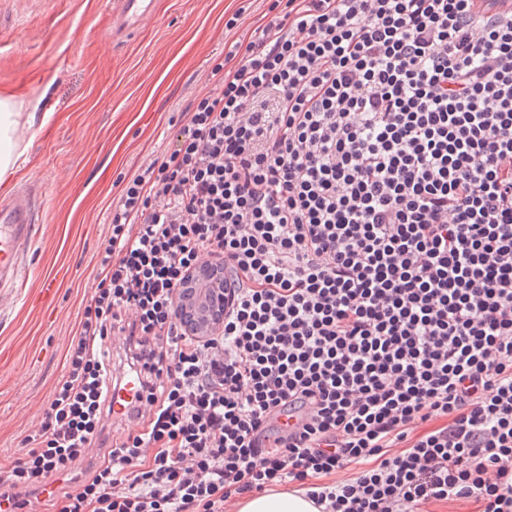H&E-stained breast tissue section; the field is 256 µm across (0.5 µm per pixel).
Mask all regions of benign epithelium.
<instances>
[{"mask_svg": "<svg viewBox=\"0 0 512 512\" xmlns=\"http://www.w3.org/2000/svg\"><path fill=\"white\" fill-rule=\"evenodd\" d=\"M224 266L209 262L195 268L181 289L179 317L188 333L205 338L224 322L227 303Z\"/></svg>", "mask_w": 512, "mask_h": 512, "instance_id": "1", "label": "benign epithelium"}]
</instances>
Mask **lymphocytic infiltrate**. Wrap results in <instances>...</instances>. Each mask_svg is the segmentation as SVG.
Instances as JSON below:
<instances>
[{"label": "lymphocytic infiltrate", "mask_w": 512, "mask_h": 512, "mask_svg": "<svg viewBox=\"0 0 512 512\" xmlns=\"http://www.w3.org/2000/svg\"><path fill=\"white\" fill-rule=\"evenodd\" d=\"M225 58L123 179L0 498L29 512L72 472L59 512H224L294 482L324 512H512V12L270 0ZM209 261L232 297L202 340L177 306ZM112 336L143 375L135 431L110 418Z\"/></svg>", "instance_id": "f902f5d3"}]
</instances>
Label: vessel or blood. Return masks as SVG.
I'll return each instance as SVG.
<instances>
[{
	"label": "vessel or blood",
	"mask_w": 512,
	"mask_h": 512,
	"mask_svg": "<svg viewBox=\"0 0 512 512\" xmlns=\"http://www.w3.org/2000/svg\"><path fill=\"white\" fill-rule=\"evenodd\" d=\"M156 0H120L114 14L109 37H125L134 33L147 16L154 13ZM41 203L27 190H17L0 198V311L7 309L26 288L25 257L33 243L39 221ZM139 372L128 370L112 392L116 413H133L141 409Z\"/></svg>",
	"instance_id": "vessel-or-blood-1"
}]
</instances>
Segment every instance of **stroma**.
I'll return each mask as SVG.
<instances>
[{"instance_id":"stroma-1","label":"stroma","mask_w":512,"mask_h":512,"mask_svg":"<svg viewBox=\"0 0 512 512\" xmlns=\"http://www.w3.org/2000/svg\"><path fill=\"white\" fill-rule=\"evenodd\" d=\"M119 0H0V98L35 121L18 176L43 188L30 248L28 297L0 317V459L20 457L65 372L83 301L97 284L94 255L104 239L121 177L166 150L182 112L215 91L234 32L264 0H158L136 37L104 38ZM53 307L32 299L45 280Z\"/></svg>"}]
</instances>
